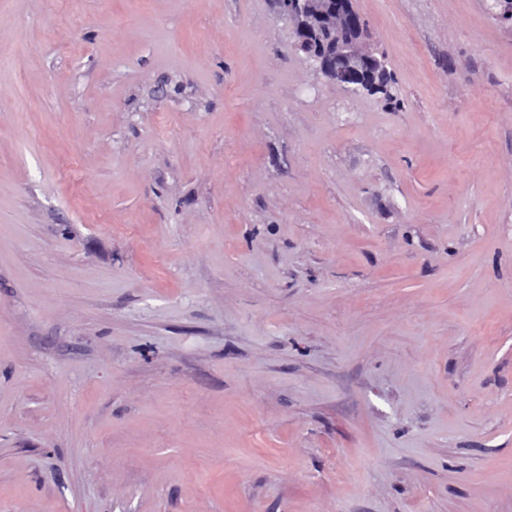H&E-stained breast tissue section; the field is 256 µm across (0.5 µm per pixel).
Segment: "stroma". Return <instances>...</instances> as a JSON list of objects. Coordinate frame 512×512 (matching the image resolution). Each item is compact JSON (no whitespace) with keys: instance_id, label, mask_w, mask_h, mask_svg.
I'll use <instances>...</instances> for the list:
<instances>
[{"instance_id":"obj_1","label":"stroma","mask_w":512,"mask_h":512,"mask_svg":"<svg viewBox=\"0 0 512 512\" xmlns=\"http://www.w3.org/2000/svg\"><path fill=\"white\" fill-rule=\"evenodd\" d=\"M0 0V512H512V21ZM278 14L286 21L295 16L316 17L321 20L323 35L313 40L306 36L302 27L297 46L302 50L316 70L326 72L330 80L340 87H349L352 83L363 80L370 74L369 68L373 63L372 54L366 44L365 24L355 9L347 0H332L322 2L319 8L315 0H273ZM354 27L357 32L351 31ZM312 43L315 44L313 53ZM333 45V48H332Z\"/></svg>"}]
</instances>
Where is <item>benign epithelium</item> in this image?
Instances as JSON below:
<instances>
[{"mask_svg": "<svg viewBox=\"0 0 512 512\" xmlns=\"http://www.w3.org/2000/svg\"><path fill=\"white\" fill-rule=\"evenodd\" d=\"M278 14L285 20L295 16H312L321 20L323 35L313 40L305 35L297 46L316 70L326 72L340 87L369 76L373 63L366 44L365 24L348 0H331L330 4L315 7L314 0H274Z\"/></svg>", "mask_w": 512, "mask_h": 512, "instance_id": "7a95c632", "label": "benign epithelium"}]
</instances>
